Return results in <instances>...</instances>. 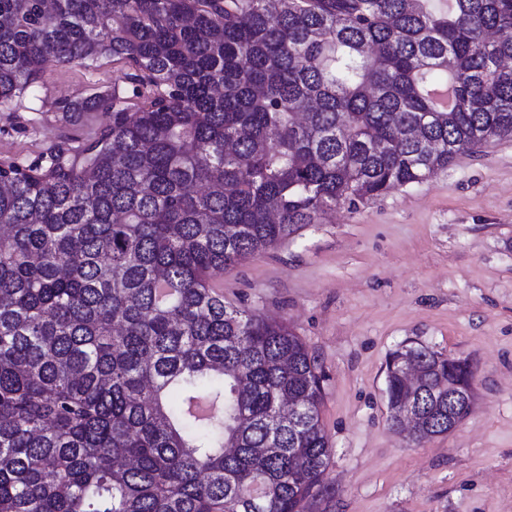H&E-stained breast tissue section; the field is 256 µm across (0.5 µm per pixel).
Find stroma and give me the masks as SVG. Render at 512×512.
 Returning a JSON list of instances; mask_svg holds the SVG:
<instances>
[{"instance_id":"1","label":"stroma","mask_w":512,"mask_h":512,"mask_svg":"<svg viewBox=\"0 0 512 512\" xmlns=\"http://www.w3.org/2000/svg\"><path fill=\"white\" fill-rule=\"evenodd\" d=\"M123 72L49 69L0 112V164L79 149L109 113L68 112ZM227 303L286 321L323 374L333 450L304 512H512V137L426 180L338 205L219 279ZM406 346L467 361L476 400L452 432L417 444L388 422L385 365Z\"/></svg>"}]
</instances>
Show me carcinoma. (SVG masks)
Wrapping results in <instances>:
<instances>
[{"instance_id":"cac0c4a2","label":"carcinoma","mask_w":512,"mask_h":512,"mask_svg":"<svg viewBox=\"0 0 512 512\" xmlns=\"http://www.w3.org/2000/svg\"><path fill=\"white\" fill-rule=\"evenodd\" d=\"M107 56L123 83L67 111L112 122L0 165V512H300L332 455L319 367L213 282L512 135V0H0V112ZM402 356L387 404L423 443L473 372Z\"/></svg>"}]
</instances>
